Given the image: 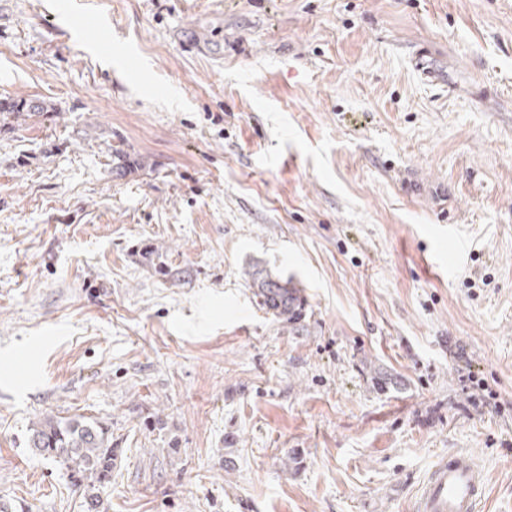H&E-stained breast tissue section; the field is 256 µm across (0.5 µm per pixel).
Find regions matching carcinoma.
Returning <instances> with one entry per match:
<instances>
[{
    "label": "carcinoma",
    "mask_w": 512,
    "mask_h": 512,
    "mask_svg": "<svg viewBox=\"0 0 512 512\" xmlns=\"http://www.w3.org/2000/svg\"><path fill=\"white\" fill-rule=\"evenodd\" d=\"M47 107L33 99L0 101V114L45 112ZM245 279L259 305L281 322L292 324L301 315L305 298L290 279L252 266ZM27 446L51 458L82 491L87 512H101L102 493L116 466L118 449L112 447L108 423L85 416H44L32 423Z\"/></svg>",
    "instance_id": "obj_1"
}]
</instances>
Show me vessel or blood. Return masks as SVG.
Wrapping results in <instances>:
<instances>
[{
  "instance_id": "vessel-or-blood-1",
  "label": "vessel or blood",
  "mask_w": 512,
  "mask_h": 512,
  "mask_svg": "<svg viewBox=\"0 0 512 512\" xmlns=\"http://www.w3.org/2000/svg\"><path fill=\"white\" fill-rule=\"evenodd\" d=\"M486 484L484 469L469 454L441 457L422 485L416 512H476Z\"/></svg>"
}]
</instances>
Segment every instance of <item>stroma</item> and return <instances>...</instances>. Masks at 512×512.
<instances>
[{
	"label": "stroma",
	"instance_id": "1",
	"mask_svg": "<svg viewBox=\"0 0 512 512\" xmlns=\"http://www.w3.org/2000/svg\"><path fill=\"white\" fill-rule=\"evenodd\" d=\"M20 98L0 503L86 512L27 447L52 414L111 423L104 512H414L455 452L512 512V0H0ZM245 279L252 288L259 305L281 322L292 324L301 315L305 298L290 279L258 266H252L245 272Z\"/></svg>",
	"mask_w": 512,
	"mask_h": 512
}]
</instances>
